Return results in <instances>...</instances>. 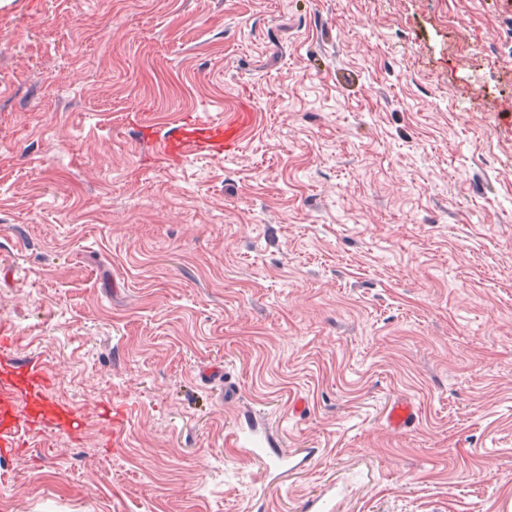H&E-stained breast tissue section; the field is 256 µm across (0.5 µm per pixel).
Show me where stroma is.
<instances>
[{"mask_svg": "<svg viewBox=\"0 0 512 512\" xmlns=\"http://www.w3.org/2000/svg\"><path fill=\"white\" fill-rule=\"evenodd\" d=\"M243 102L231 155L140 142ZM1 336L84 428L0 512H512V0H7ZM419 412L416 405L409 400H397L387 407L385 419L396 430L412 427L418 420ZM262 452L267 460L265 468L278 471L304 468L310 464L311 460L317 454L316 449L313 448H296L293 451L281 455H279L276 449L271 452Z\"/></svg>", "mask_w": 512, "mask_h": 512, "instance_id": "1", "label": "stroma"}]
</instances>
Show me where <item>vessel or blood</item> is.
Wrapping results in <instances>:
<instances>
[{
	"instance_id": "obj_1",
	"label": "vessel or blood",
	"mask_w": 512,
	"mask_h": 512,
	"mask_svg": "<svg viewBox=\"0 0 512 512\" xmlns=\"http://www.w3.org/2000/svg\"><path fill=\"white\" fill-rule=\"evenodd\" d=\"M254 121L251 108L238 106L232 118L213 122L182 116L163 137L154 138L155 150L172 159H186L198 154L222 155L234 151L244 131ZM48 375L45 367L34 360H17L10 352L0 353V453L19 450L20 430L53 428L72 435L82 431L80 416L67 404L46 394ZM25 400L28 411L18 416L15 404ZM416 405L397 400L387 407L385 419L396 430L412 427L418 420ZM316 454L312 448H298L285 454L266 453L267 469L278 471L303 468Z\"/></svg>"
}]
</instances>
